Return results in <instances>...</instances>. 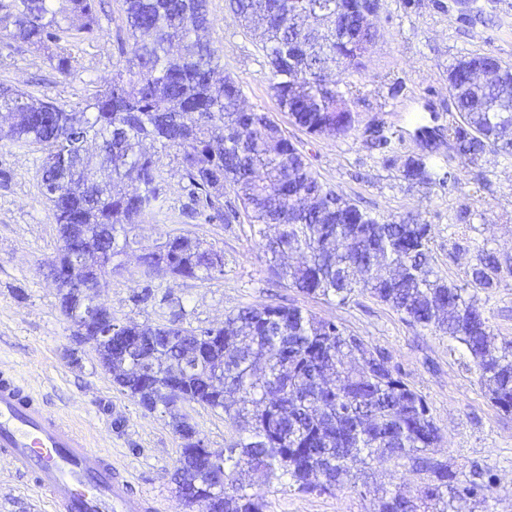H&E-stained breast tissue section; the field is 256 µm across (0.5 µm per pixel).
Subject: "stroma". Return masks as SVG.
Segmentation results:
<instances>
[{"instance_id": "obj_1", "label": "stroma", "mask_w": 512, "mask_h": 512, "mask_svg": "<svg viewBox=\"0 0 512 512\" xmlns=\"http://www.w3.org/2000/svg\"><path fill=\"white\" fill-rule=\"evenodd\" d=\"M485 20L462 22L455 0H382L378 38L361 73L351 75L357 91L351 106L362 124L379 120L402 138L399 156L425 153L412 135L414 115L437 116L447 123L451 106L448 71L462 56L491 54L512 63V0H478ZM210 39L224 49L226 75L239 82L246 106L267 112L302 153L320 181L342 192L360 209L389 221L410 215L430 225L435 268L448 281L463 284L472 256L450 251V236L498 250L512 260V163L474 167L456 162L459 184L448 192L423 188L404 179L401 167H385L360 129L344 137L313 136L297 126L277 104L268 81L269 64L261 46L244 30L226 0H209ZM98 36L72 48L74 68L57 69L50 51L9 43L11 26L0 22V84L70 108L105 90L126 58L122 0H102ZM39 146L19 148L0 137V374L15 376L41 407L68 422L90 447L110 453L138 491L153 496L158 512H202L185 508L175 493L173 475L181 448L171 419L150 412L121 391L101 366L91 344L76 341L60 309L59 292L46 263L60 248L58 224L40 185ZM166 200L159 221L135 226L133 245L122 274L101 291L114 317L154 326L179 321L186 328H208L247 305L296 306L318 318L335 320L370 347L388 352L409 386L425 396L442 433L434 450L457 475L472 465L497 478L490 512H512V413L495 407L468 357L441 332L414 327L395 310L367 294L346 304L307 295L280 283L272 273L246 216L230 224L190 219L186 182L175 151L160 156ZM469 207L470 223L449 227L450 213ZM185 233L224 254V275L211 281L176 279L165 283L148 303L135 302L143 284L138 255L153 250L164 232ZM484 315L499 340L512 341V276L480 294ZM208 447L223 448L231 430L223 414L197 405L182 408ZM421 473L389 457L370 461L364 478L348 477L326 495L295 491L284 481L253 476L252 493L267 512H376L372 486L419 484ZM0 512H49L44 495L0 458Z\"/></svg>"}]
</instances>
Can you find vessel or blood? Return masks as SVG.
I'll return each mask as SVG.
<instances>
[{"instance_id": "obj_1", "label": "vessel or blood", "mask_w": 512, "mask_h": 512, "mask_svg": "<svg viewBox=\"0 0 512 512\" xmlns=\"http://www.w3.org/2000/svg\"><path fill=\"white\" fill-rule=\"evenodd\" d=\"M0 455L45 495L51 512H157L152 498L12 376L0 378Z\"/></svg>"}]
</instances>
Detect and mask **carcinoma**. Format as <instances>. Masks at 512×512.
<instances>
[{"instance_id": "1", "label": "carcinoma", "mask_w": 512, "mask_h": 512, "mask_svg": "<svg viewBox=\"0 0 512 512\" xmlns=\"http://www.w3.org/2000/svg\"><path fill=\"white\" fill-rule=\"evenodd\" d=\"M132 56L106 89L78 108H66L0 85V122L22 147L40 144L39 169L52 219L88 233L83 259L106 274L129 246L128 229L156 219L165 198L159 152L180 155L194 202L191 214L230 224L244 210L279 280L307 295L346 303L367 293L411 326L439 331L469 356V369L490 401L512 412V343L497 344L478 292L498 287L504 261L486 246L461 284L432 264L431 225L409 215L389 222L360 210L326 186L267 113L243 108L240 85L217 77L223 55L202 38L207 0H122ZM359 0H229L241 25L258 37L269 59L270 88L280 109L313 135L346 136L356 128L349 83L339 76L365 66L363 33L353 13ZM323 12L315 31L293 20L300 8ZM12 20L10 39L37 48L55 46L57 69L71 54L61 41L99 35L96 0H0V19ZM336 66L338 79H327ZM490 54L460 58L448 74L456 115L442 128L473 165L489 157L512 162V66ZM503 70L490 83L471 75ZM381 162L398 161L401 137L386 129L368 140ZM405 179L453 189V159L439 166L427 155L408 157ZM131 183L130 194L119 186ZM232 192L240 203L224 200ZM76 256L63 247L49 272L67 278L60 307L72 324L83 316L72 287ZM139 301L154 297L170 278L211 280L224 274L217 250L184 234L166 233L157 250L139 257ZM112 343H95L112 382L149 410L169 411L170 371L191 353L200 360L181 380L183 393L237 432L224 448H201L177 416L181 439L175 470L178 496L188 506L204 498L209 512H265L246 477L262 472L288 479L296 490L327 493L356 462L377 453L411 463L425 475L411 487L380 485L378 512H472L485 504L495 475L478 466L460 479L433 456L441 440L425 397L402 378L389 354L371 350L332 320L298 307L246 306L220 326L187 329L177 323H124ZM149 336L151 340H139Z\"/></svg>"}]
</instances>
